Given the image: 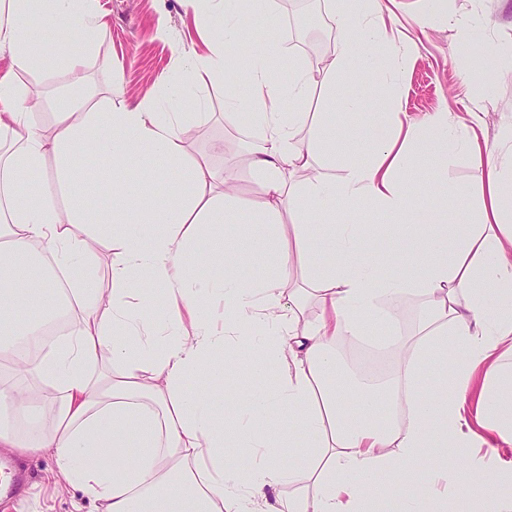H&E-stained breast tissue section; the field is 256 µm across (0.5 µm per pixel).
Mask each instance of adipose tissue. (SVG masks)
Segmentation results:
<instances>
[{"mask_svg":"<svg viewBox=\"0 0 512 512\" xmlns=\"http://www.w3.org/2000/svg\"><path fill=\"white\" fill-rule=\"evenodd\" d=\"M187 3L210 30L206 54L180 55L158 99L133 104L119 81L100 96L90 89L105 28L93 0H0V56L11 62L0 75V361L42 383L23 389L0 377V447L53 450L62 480L102 512H391L393 500L401 512H512V469L493 453L512 446V172L484 163L467 124L450 126L447 113L406 123L364 111L361 96L337 85L353 69L374 87L389 84L379 0H337V50L320 68L296 58L285 84L272 69L285 54L273 0ZM253 18L266 33L230 64L227 49ZM355 29L368 51L351 39ZM51 59L63 62V85L19 81ZM202 73L223 85L227 109L250 117L260 199L239 201L235 172L214 165L223 142L186 150L184 133L205 106ZM320 83L330 111H299ZM47 101L54 121L42 127L31 110ZM349 117L387 129L366 145L365 162L333 179L328 169L360 137L337 132ZM419 128L440 158L452 139L467 151L483 188L478 223L449 221L455 184L436 205L414 196ZM50 159L67 204L37 179ZM341 200L353 208L338 221ZM284 204L296 223L282 224ZM366 211L411 220L377 251L381 227L361 220ZM239 222L243 233L227 232ZM78 224L93 230L74 236ZM102 250L106 298L91 267ZM246 257L262 277H239ZM200 262L218 276H198ZM296 265L302 285L285 291ZM384 266L389 275H379ZM158 290L162 309L141 303ZM410 297L425 313L392 342L397 368L382 386L354 385L356 407L346 410L337 346L390 321ZM211 299L224 303L220 335ZM310 299L320 308L313 323ZM61 313L68 336L41 341L42 324ZM228 336L255 348L250 374L267 382L231 417L185 385L220 373ZM244 448L254 456L245 473L229 463ZM284 448L298 449L295 462H282Z\"/></svg>","mask_w":512,"mask_h":512,"instance_id":"1","label":"adipose tissue"}]
</instances>
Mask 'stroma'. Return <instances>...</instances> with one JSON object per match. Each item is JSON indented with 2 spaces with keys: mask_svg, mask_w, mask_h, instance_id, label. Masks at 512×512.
<instances>
[{
  "mask_svg": "<svg viewBox=\"0 0 512 512\" xmlns=\"http://www.w3.org/2000/svg\"><path fill=\"white\" fill-rule=\"evenodd\" d=\"M447 4L443 11L435 0H385L388 27L417 45L402 68L394 71L388 102L378 101L364 74L343 77L341 83L363 97L368 112H404L416 119L445 112L457 120L471 112L483 113L477 138L492 162L510 169L512 144L504 142L502 135L512 126V71L499 67L495 54L512 47V0H447ZM95 6L107 23L88 67L98 89H106L111 72L116 71L132 100L151 97L158 80L172 75L178 52L204 50L201 22L185 0H96ZM459 20L471 22L477 30L476 38L462 49L455 30ZM476 62L490 81V90L481 99L476 98L474 85L460 80L464 66ZM199 83L206 106L203 116L191 125L195 136L188 142L189 152H202L211 140L223 138L225 160L238 166V197H260L261 188L239 153L240 143L252 136L246 117L227 122L223 86L205 74ZM418 163L431 187L445 181L461 187L452 211L455 221L465 224L477 219L481 185L463 152L449 153L447 167L436 169L422 149ZM17 462L30 467L32 482L13 506L0 512H99L98 502L81 489L58 481L52 451L21 454Z\"/></svg>",
  "mask_w": 512,
  "mask_h": 512,
  "instance_id": "obj_1",
  "label": "stroma"
}]
</instances>
